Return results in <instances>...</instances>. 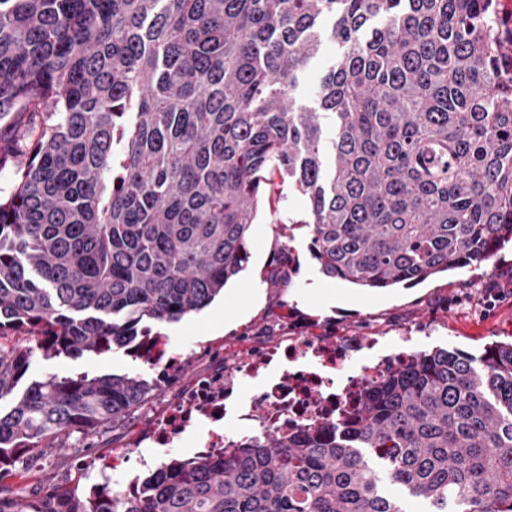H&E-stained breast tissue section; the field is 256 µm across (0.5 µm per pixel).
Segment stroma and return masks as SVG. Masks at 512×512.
<instances>
[{
  "label": "stroma",
  "instance_id": "1",
  "mask_svg": "<svg viewBox=\"0 0 512 512\" xmlns=\"http://www.w3.org/2000/svg\"><path fill=\"white\" fill-rule=\"evenodd\" d=\"M250 228V257L245 269L230 282L220 318L206 312L161 325L164 343L182 353L186 362L121 426H105L84 436L73 434L64 442L60 462L18 464L5 485L28 493H46L69 477L81 486L106 482L100 469L113 450L128 448L134 458L124 481L144 475L137 458L150 457L161 464L191 455L192 438L182 447L158 448L149 441L157 421L198 377L221 371L252 346H267L303 328L336 339L339 336H374L385 349L399 346L409 351L433 348L481 355L485 346L512 341V244L493 258L462 270L436 274L414 285L365 289L325 277L309 248L307 228L300 219L306 199L279 176ZM291 225L294 272L277 268L271 260L282 244L278 225ZM143 374L154 379L141 358L121 350L79 357L64 354L34 355L28 380L51 376L88 377L105 374Z\"/></svg>",
  "mask_w": 512,
  "mask_h": 512
}]
</instances>
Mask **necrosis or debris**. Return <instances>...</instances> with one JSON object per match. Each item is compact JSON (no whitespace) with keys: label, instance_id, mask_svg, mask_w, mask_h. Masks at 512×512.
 I'll return each mask as SVG.
<instances>
[{"label":"necrosis or debris","instance_id":"1","mask_svg":"<svg viewBox=\"0 0 512 512\" xmlns=\"http://www.w3.org/2000/svg\"><path fill=\"white\" fill-rule=\"evenodd\" d=\"M378 346L373 336L329 343L307 334L249 350L232 367L195 380L156 424L152 441L168 448L202 425L200 451L216 454L232 437L231 421L285 432L331 418L338 407L355 405L365 383L405 363L406 350L383 354ZM246 378L262 383L248 398L241 394Z\"/></svg>","mask_w":512,"mask_h":512}]
</instances>
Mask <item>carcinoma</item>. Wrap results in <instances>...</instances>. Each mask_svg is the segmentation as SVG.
Returning <instances> with one entry per match:
<instances>
[{
  "label": "carcinoma",
  "instance_id": "1",
  "mask_svg": "<svg viewBox=\"0 0 512 512\" xmlns=\"http://www.w3.org/2000/svg\"><path fill=\"white\" fill-rule=\"evenodd\" d=\"M332 20L312 104L299 74ZM0 472L117 424L140 374L51 377L36 352L133 351L247 262L267 176L308 203L322 273L412 285L512 242V52L493 0H0ZM31 344L7 345L12 332ZM512 512V342L436 348L357 409L174 458L129 487L4 495L0 512Z\"/></svg>",
  "mask_w": 512,
  "mask_h": 512
}]
</instances>
